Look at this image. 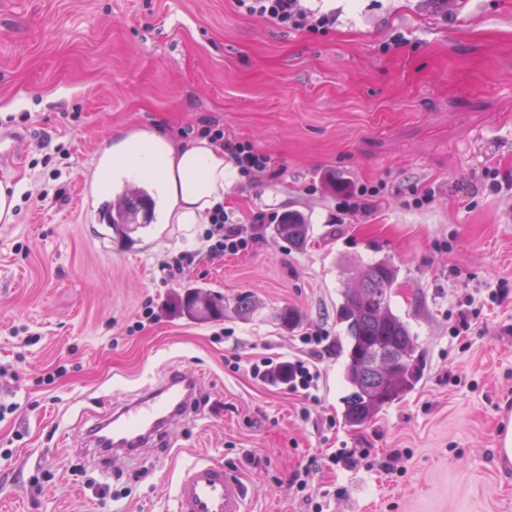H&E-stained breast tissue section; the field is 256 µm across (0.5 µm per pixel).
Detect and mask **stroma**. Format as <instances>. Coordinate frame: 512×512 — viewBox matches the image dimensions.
I'll return each mask as SVG.
<instances>
[{
	"instance_id": "1",
	"label": "stroma",
	"mask_w": 512,
	"mask_h": 512,
	"mask_svg": "<svg viewBox=\"0 0 512 512\" xmlns=\"http://www.w3.org/2000/svg\"><path fill=\"white\" fill-rule=\"evenodd\" d=\"M326 33L281 27L234 0H0V135L27 137L0 173L24 197L0 223V362L17 411L0 420V512H168L180 466L204 453L239 473L255 512H512L497 447L512 415V0H311ZM210 120L268 154L279 178H241L230 219L302 213L298 249L259 234L209 255L205 225L122 236L81 185L113 134L160 128L174 142ZM382 186L346 214L337 183ZM48 188L44 202L26 192ZM430 201L415 206V197ZM195 263L163 281L181 253ZM390 261L392 307L418 338L423 376L369 423L343 417L344 329L336 307L355 266ZM223 316L189 315L192 289ZM241 292L260 305L234 312ZM153 298L157 318L141 323ZM478 314L455 335L456 312ZM288 307L298 326L270 314ZM17 326L37 334L22 347ZM318 327L317 399L252 379L249 362L301 355ZM240 359L233 373L226 358ZM172 371L198 404L170 445L137 464L101 462L84 431L109 399ZM398 459H391L392 451ZM307 487L293 484L304 465Z\"/></svg>"
}]
</instances>
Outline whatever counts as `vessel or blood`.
Returning a JSON list of instances; mask_svg holds the SVG:
<instances>
[{
    "mask_svg": "<svg viewBox=\"0 0 512 512\" xmlns=\"http://www.w3.org/2000/svg\"><path fill=\"white\" fill-rule=\"evenodd\" d=\"M195 382L181 373L167 375L137 398L113 402L95 436L106 437L113 453L139 461L142 452L166 439L169 429L193 403ZM173 512H251L244 480L218 461L197 457L179 472L174 483Z\"/></svg>",
    "mask_w": 512,
    "mask_h": 512,
    "instance_id": "1",
    "label": "vessel or blood"
}]
</instances>
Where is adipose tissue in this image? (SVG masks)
<instances>
[{
    "mask_svg": "<svg viewBox=\"0 0 512 512\" xmlns=\"http://www.w3.org/2000/svg\"><path fill=\"white\" fill-rule=\"evenodd\" d=\"M239 177L238 167L210 138L177 144L156 128L114 134L94 172L102 194L126 182L154 187L162 224L207 223Z\"/></svg>",
    "mask_w": 512,
    "mask_h": 512,
    "instance_id": "adipose-tissue-1",
    "label": "adipose tissue"
}]
</instances>
